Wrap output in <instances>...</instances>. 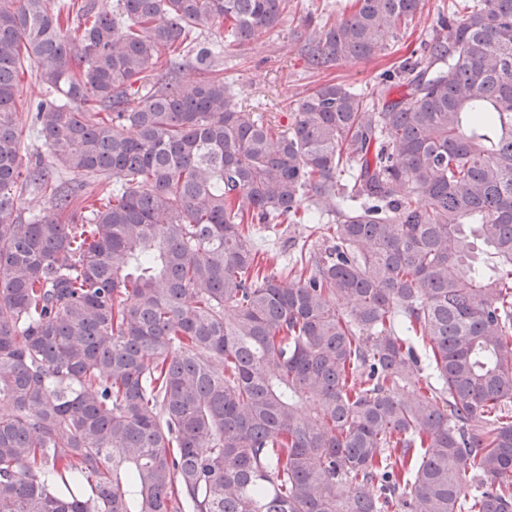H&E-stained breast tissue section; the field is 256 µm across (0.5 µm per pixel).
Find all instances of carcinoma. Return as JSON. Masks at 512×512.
<instances>
[{
  "mask_svg": "<svg viewBox=\"0 0 512 512\" xmlns=\"http://www.w3.org/2000/svg\"><path fill=\"white\" fill-rule=\"evenodd\" d=\"M290 2L0 0V512H512V0L284 127L222 55ZM352 5L314 69L424 7ZM322 222L284 271L254 250Z\"/></svg>",
  "mask_w": 512,
  "mask_h": 512,
  "instance_id": "carcinoma-1",
  "label": "carcinoma"
}]
</instances>
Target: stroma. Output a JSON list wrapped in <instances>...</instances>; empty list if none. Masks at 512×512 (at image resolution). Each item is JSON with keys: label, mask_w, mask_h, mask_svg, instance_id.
<instances>
[{"label": "stroma", "mask_w": 512, "mask_h": 512, "mask_svg": "<svg viewBox=\"0 0 512 512\" xmlns=\"http://www.w3.org/2000/svg\"><path fill=\"white\" fill-rule=\"evenodd\" d=\"M454 0H425L424 9L410 25L402 40L390 41L387 50L375 56L332 65L321 71L309 69L304 44L314 24L337 22L341 18L338 0H297L281 24L259 33L243 47L224 48V80L239 100L257 113L288 123L289 115L304 95L327 80L343 81L367 89L375 96L398 97L401 88H384L380 73L403 58L402 43L427 42L439 31L438 19L448 14ZM316 225L301 224L295 230L284 225L260 228L257 248L273 257L276 265L294 262L303 241L317 238Z\"/></svg>", "instance_id": "obj_1"}]
</instances>
